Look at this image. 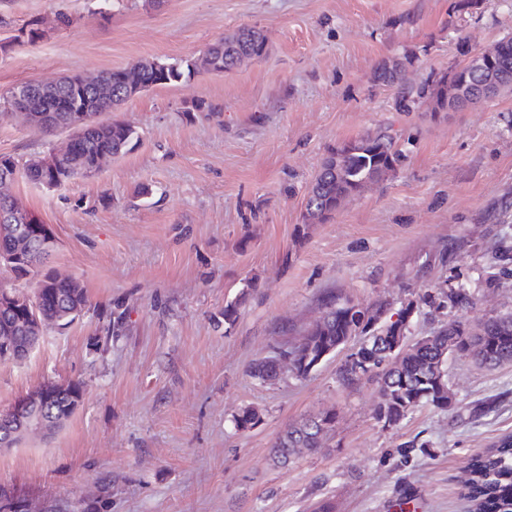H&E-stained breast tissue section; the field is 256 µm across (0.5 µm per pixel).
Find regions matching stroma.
<instances>
[{"label": "stroma", "mask_w": 512, "mask_h": 512, "mask_svg": "<svg viewBox=\"0 0 512 512\" xmlns=\"http://www.w3.org/2000/svg\"><path fill=\"white\" fill-rule=\"evenodd\" d=\"M0 0L19 27L65 12L75 22L0 53V92L90 76L142 60L199 56L242 25L268 51L224 74L200 73L128 99L117 119L139 143L98 175L14 195L48 224V267L77 279L90 302L45 328L29 357L0 363V409L41 384L83 381L75 414L51 434L0 451V486L35 512H468L473 453L512 433V365L446 364L452 407L422 406L393 427L375 417V381L339 383L343 356L307 377L262 382L251 364L301 343L336 290L401 309L453 278L475 296L464 310L419 308L416 340L456 318L476 325L512 311V281L490 285L501 242L512 245V91L438 112L403 109L373 80L384 60L411 57L421 81L512 33V0ZM213 104L186 114V103ZM378 127L406 154L397 172L303 229L306 188L328 149ZM44 135L0 115V154L41 153ZM238 305L225 327L222 311ZM123 313L113 331V313ZM255 409L259 423L236 429ZM334 415L322 448L274 464L278 435Z\"/></svg>", "instance_id": "35a3bbf8"}]
</instances>
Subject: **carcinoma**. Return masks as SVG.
Listing matches in <instances>:
<instances>
[{
  "label": "carcinoma",
  "mask_w": 512,
  "mask_h": 512,
  "mask_svg": "<svg viewBox=\"0 0 512 512\" xmlns=\"http://www.w3.org/2000/svg\"><path fill=\"white\" fill-rule=\"evenodd\" d=\"M48 33L45 22L32 21L16 29V33L0 39V52L7 51L15 41L27 39L33 43ZM266 38L261 30L243 28L211 44L206 58L166 61H147L138 69L124 68L108 71L112 79V100L69 90L71 103L86 110L90 118L88 130L77 155L85 162L102 151L122 155L130 145L139 141L137 132L120 121H96L95 116L118 106L139 93V87L166 85L190 78L204 67L215 74L237 68L243 58L260 59L265 53ZM494 63L481 71H474L459 63L449 71L437 75L429 73L420 83L412 84L407 78L406 58L384 61L374 73L375 80L384 86L399 85L407 88L411 99L429 97L435 107L472 103L501 85L512 83V35L500 38ZM38 131L51 135L59 127L61 113L53 111L52 98L34 95L29 98ZM402 154L396 148L394 137L385 129L368 131L331 149L307 188L302 226L323 224L336 212V201L357 194L365 182L379 183L396 172ZM3 163L17 166L16 178H27L41 183L44 174L35 157L19 162L11 155H0ZM34 243L15 270L16 277L35 273L42 266V251L38 229L30 232ZM43 290L45 313H60L65 308L81 309L88 303L83 288L54 279L46 272L37 281ZM438 295L457 310L473 304V295L461 283L448 282L439 287ZM420 304H435L432 292L425 290L396 312L398 320L390 321L389 305L374 309L353 304L336 295L327 296L322 303V315L306 331L302 342L279 349L273 356L258 360L251 367V375L260 380H274L283 370L298 377H306L313 364L335 353L350 340L360 338L359 346L347 354L338 369V377L345 387H353L364 379L377 376L380 402L375 410L376 419L389 426L399 423L413 409L432 405L444 409L452 405V396L445 380V364L453 350L468 352L483 365L498 366L512 363V313L488 318L480 329L471 331L465 321L457 318L441 326L432 334L422 337L410 347L393 350L397 337L404 335L405 316ZM70 393L54 398L46 406L51 414L62 413L64 419L71 414L67 409L79 406L85 394L80 381L67 383ZM333 427V416L325 413L288 427L272 446L273 461L287 463L300 450L320 447L326 433ZM467 497L474 512H512V434L499 437L489 447L476 453L472 459L470 476L466 483Z\"/></svg>",
  "instance_id": "carcinoma-1"
}]
</instances>
